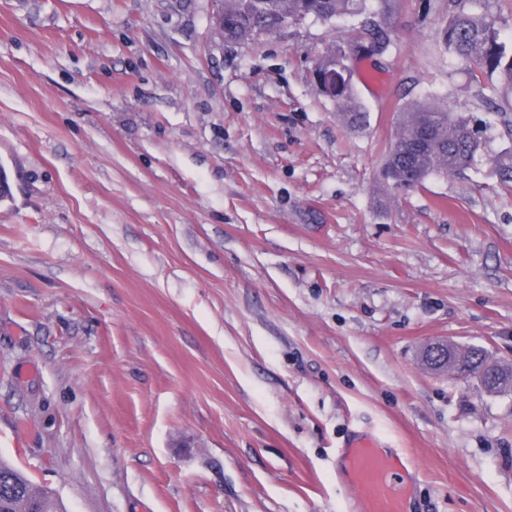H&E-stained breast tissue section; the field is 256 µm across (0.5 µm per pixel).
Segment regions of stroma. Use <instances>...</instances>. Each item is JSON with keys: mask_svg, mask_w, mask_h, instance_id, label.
<instances>
[{"mask_svg": "<svg viewBox=\"0 0 512 512\" xmlns=\"http://www.w3.org/2000/svg\"><path fill=\"white\" fill-rule=\"evenodd\" d=\"M215 8L0 0V456L67 512H356L368 433L415 512H512V393L420 360L512 362V88L445 49L451 0H367L352 127L311 71L356 19L230 45ZM422 100L492 127L399 192ZM470 349L465 350L455 343L448 341H434L429 343L422 352V357L426 367L432 371H442L448 367H452L455 363L457 371L460 372L464 367L463 372H468L466 359L461 355L463 352L467 353Z\"/></svg>", "mask_w": 512, "mask_h": 512, "instance_id": "stroma-1", "label": "stroma"}]
</instances>
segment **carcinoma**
Masks as SVG:
<instances>
[{"label":"carcinoma","mask_w":512,"mask_h":512,"mask_svg":"<svg viewBox=\"0 0 512 512\" xmlns=\"http://www.w3.org/2000/svg\"><path fill=\"white\" fill-rule=\"evenodd\" d=\"M453 2L455 11L441 33L448 53L473 59L485 75L512 85V40L501 39L498 19L475 9L480 0ZM224 14L230 22L224 31L229 43L252 39L287 14L323 20L356 17L362 21V36L375 39L383 50L391 43L384 29L368 26L366 0H224ZM336 106L351 125L365 119L351 79L336 94ZM448 112L447 106L420 104L399 113L397 136L388 152L392 179L422 180L475 161L480 149L479 130L463 115L448 124ZM51 496V489L34 486L24 473L0 457V512H35L42 500Z\"/></svg>","instance_id":"obj_1"}]
</instances>
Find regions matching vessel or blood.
Masks as SVG:
<instances>
[{
  "label": "vessel or blood",
  "instance_id": "vessel-or-blood-1",
  "mask_svg": "<svg viewBox=\"0 0 512 512\" xmlns=\"http://www.w3.org/2000/svg\"><path fill=\"white\" fill-rule=\"evenodd\" d=\"M342 456L359 502V512H409L403 465L398 455L383 447L379 438L361 436Z\"/></svg>",
  "mask_w": 512,
  "mask_h": 512
}]
</instances>
